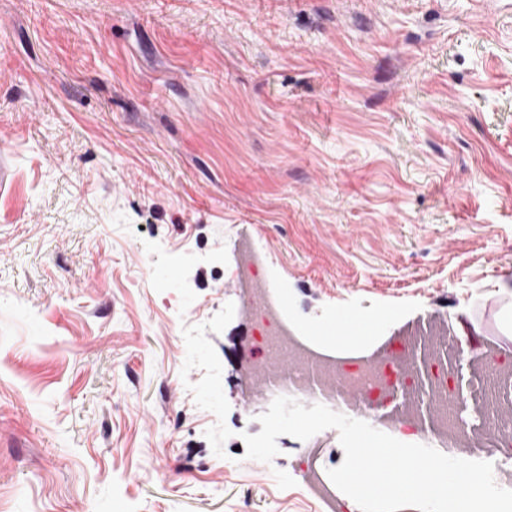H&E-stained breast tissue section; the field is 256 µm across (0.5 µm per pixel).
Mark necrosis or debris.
<instances>
[{
  "label": "necrosis or debris",
  "mask_w": 512,
  "mask_h": 512,
  "mask_svg": "<svg viewBox=\"0 0 512 512\" xmlns=\"http://www.w3.org/2000/svg\"><path fill=\"white\" fill-rule=\"evenodd\" d=\"M236 275L256 283L243 304L251 318L246 346L263 400L287 396L344 412L346 393L355 391L380 415L397 411L388 427L398 436L412 434L434 448L453 447L471 460L489 447L495 471L512 470V424L495 418L496 408L512 400L511 350L478 351L484 373L464 378L455 337L436 342L437 330L428 323L386 339L373 363L361 353L335 352L299 326L280 287L269 281L265 261L237 269ZM283 356L292 369L288 381H269L267 366ZM452 392L467 401L468 419L449 413Z\"/></svg>",
  "instance_id": "obj_1"
}]
</instances>
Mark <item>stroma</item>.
I'll return each instance as SVG.
<instances>
[{
  "instance_id": "stroma-1",
  "label": "stroma",
  "mask_w": 512,
  "mask_h": 512,
  "mask_svg": "<svg viewBox=\"0 0 512 512\" xmlns=\"http://www.w3.org/2000/svg\"><path fill=\"white\" fill-rule=\"evenodd\" d=\"M0 512H324L244 434L229 263L357 345H512V0H0Z\"/></svg>"
}]
</instances>
